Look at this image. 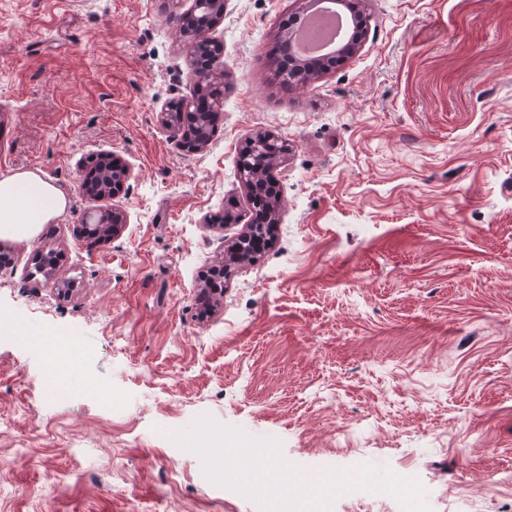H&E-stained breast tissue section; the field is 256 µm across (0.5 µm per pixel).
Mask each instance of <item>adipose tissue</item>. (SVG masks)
Returning a JSON list of instances; mask_svg holds the SVG:
<instances>
[{
  "instance_id": "1",
  "label": "adipose tissue",
  "mask_w": 512,
  "mask_h": 512,
  "mask_svg": "<svg viewBox=\"0 0 512 512\" xmlns=\"http://www.w3.org/2000/svg\"><path fill=\"white\" fill-rule=\"evenodd\" d=\"M63 193L31 171L0 178V236L25 238L65 209Z\"/></svg>"
}]
</instances>
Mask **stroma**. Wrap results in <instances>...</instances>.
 <instances>
[{
	"label": "stroma",
	"instance_id": "obj_1",
	"mask_svg": "<svg viewBox=\"0 0 512 512\" xmlns=\"http://www.w3.org/2000/svg\"><path fill=\"white\" fill-rule=\"evenodd\" d=\"M356 53L282 89L274 48L301 0H224V106L204 151L161 121L194 96L193 0H0V177L36 172L67 210L0 238V316L78 337L0 342V512H251L170 425L249 439L269 473H411L427 512H512V0H358ZM287 142L274 243L202 276L255 219L248 138ZM131 171L82 184L92 156ZM129 222L88 245L86 214ZM59 255L49 275L41 254ZM113 387L115 408L88 394ZM9 333L20 344L29 348H37L40 345H46L51 353L52 368L57 369L60 366L74 368L81 358V345L77 337L69 336L61 331H50L43 336H27L19 325L13 320L7 318L1 322V332Z\"/></svg>",
	"mask_w": 512,
	"mask_h": 512
}]
</instances>
